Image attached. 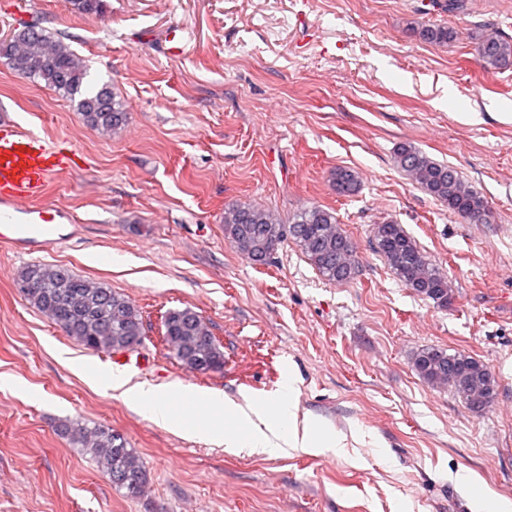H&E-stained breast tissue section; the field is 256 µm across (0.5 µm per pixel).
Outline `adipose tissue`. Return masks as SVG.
<instances>
[{
    "instance_id": "ef3b65f1",
    "label": "adipose tissue",
    "mask_w": 512,
    "mask_h": 512,
    "mask_svg": "<svg viewBox=\"0 0 512 512\" xmlns=\"http://www.w3.org/2000/svg\"><path fill=\"white\" fill-rule=\"evenodd\" d=\"M88 381L94 387L120 392L126 400L143 407L157 425L176 433L188 429L173 408L174 399L184 393L181 385H131L119 376L104 381L92 375ZM199 401L213 417L212 423L204 427V434L216 443L250 456L293 450L339 452L346 448L348 438L366 437L360 430L346 435L325 426L312 415L300 414L296 380L291 375L284 378L279 394L271 400L263 401L248 393L235 400L215 390L201 395Z\"/></svg>"
}]
</instances>
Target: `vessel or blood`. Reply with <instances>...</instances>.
<instances>
[{
	"label": "vessel or blood",
	"instance_id": "b4317fda",
	"mask_svg": "<svg viewBox=\"0 0 512 512\" xmlns=\"http://www.w3.org/2000/svg\"><path fill=\"white\" fill-rule=\"evenodd\" d=\"M71 157L44 138L0 122V242L20 251L42 250L63 241L64 210L43 204L53 175L69 169Z\"/></svg>",
	"mask_w": 512,
	"mask_h": 512
}]
</instances>
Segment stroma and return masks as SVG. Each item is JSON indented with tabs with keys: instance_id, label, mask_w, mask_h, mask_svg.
<instances>
[{
	"instance_id": "stroma-1",
	"label": "stroma",
	"mask_w": 512,
	"mask_h": 512,
	"mask_svg": "<svg viewBox=\"0 0 512 512\" xmlns=\"http://www.w3.org/2000/svg\"><path fill=\"white\" fill-rule=\"evenodd\" d=\"M0 0V41L37 23L111 83L127 121L105 135L69 98L0 58V114L73 151L79 167L51 178L46 202L70 212L65 239L19 255L0 243V512H472L468 482L512 501V67L483 69L472 38L512 39V0ZM456 33L444 46L421 26ZM185 28L186 51L164 36ZM409 144L447 164L487 199L473 224L397 166ZM358 173L338 195L332 174ZM250 204L281 221L307 206L334 210L359 271L334 284L285 242L264 263L224 237V208ZM394 220L448 276L439 308L406 288L373 249ZM61 265L125 294L142 314L152 385L186 396L275 393L297 377L299 410L373 443L343 454L248 456L181 436L91 387L73 367L109 376L110 356L85 349L16 290L28 264ZM198 312L224 366L196 372L163 340L166 311ZM462 351L499 380L475 413L425 383L423 348ZM65 419L104 424L143 459V496L124 497L56 431ZM421 40L432 45H446L455 37V32L443 24H429L418 30Z\"/></svg>"
}]
</instances>
